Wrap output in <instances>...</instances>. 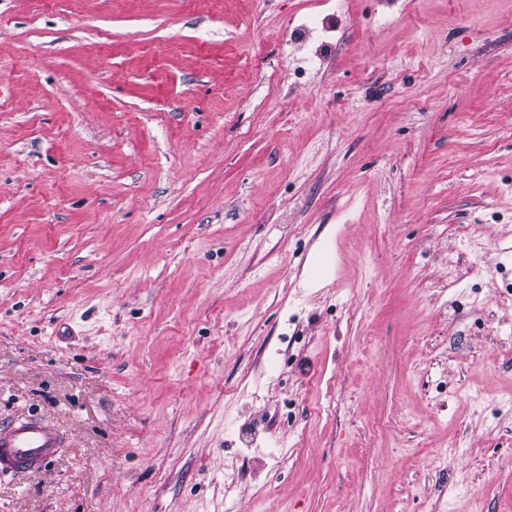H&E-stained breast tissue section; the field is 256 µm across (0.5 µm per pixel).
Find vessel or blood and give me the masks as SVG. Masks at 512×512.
<instances>
[{"label": "vessel or blood", "instance_id": "obj_1", "mask_svg": "<svg viewBox=\"0 0 512 512\" xmlns=\"http://www.w3.org/2000/svg\"><path fill=\"white\" fill-rule=\"evenodd\" d=\"M58 428L30 414L0 426V476L45 470L63 451Z\"/></svg>", "mask_w": 512, "mask_h": 512}]
</instances>
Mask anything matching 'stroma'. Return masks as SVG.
<instances>
[{
	"label": "stroma",
	"mask_w": 512,
	"mask_h": 512,
	"mask_svg": "<svg viewBox=\"0 0 512 512\" xmlns=\"http://www.w3.org/2000/svg\"><path fill=\"white\" fill-rule=\"evenodd\" d=\"M31 411L0 512H512V0H0ZM66 447V438L30 414L0 426V476L45 470Z\"/></svg>",
	"instance_id": "obj_1"
}]
</instances>
